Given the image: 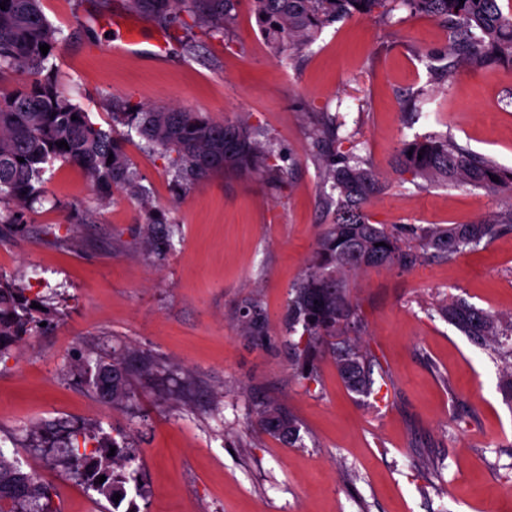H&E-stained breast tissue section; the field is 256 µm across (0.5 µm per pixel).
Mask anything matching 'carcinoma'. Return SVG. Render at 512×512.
Returning <instances> with one entry per match:
<instances>
[{"label": "carcinoma", "mask_w": 512, "mask_h": 512, "mask_svg": "<svg viewBox=\"0 0 512 512\" xmlns=\"http://www.w3.org/2000/svg\"><path fill=\"white\" fill-rule=\"evenodd\" d=\"M0 81L20 72L32 80L8 92L0 91V224H20L24 212L44 197L43 175L56 160L79 167L93 184L99 204L105 206L122 193L140 199L145 192L140 176L123 148L118 127L126 137L140 138L148 153L167 158L175 181L181 185L209 179L217 172L259 174L277 186L287 170L278 164L282 150L267 131L244 119L215 121L201 112L182 107H149L128 101L111 104V123L105 129L61 87L53 62L58 43L55 29L41 0H0ZM243 0H128L132 11L160 27L178 23L187 32L195 27L221 38L229 34ZM266 38L277 49L300 52L323 29L341 19L376 14L382 18L404 9L411 16H427L448 25V46L425 56L430 74L446 76L459 67L512 63V12L501 0H248ZM50 49L42 54L39 46ZM313 146L326 152L323 183L327 207L334 208V222L316 245L315 261L292 288L288 305V332L302 327L304 348L294 345L297 363L308 371L317 344L336 338V369L354 392H374L376 357L362 348L358 332L360 310L350 297L347 275L371 267L411 269L429 256L448 261L512 230V170L480 157L455 142L437 136L404 140L396 151L395 170L409 175L407 182L421 187L447 182L481 187L489 192H509V203L491 220L427 228L387 227L376 224L367 212L370 199L382 190L380 176L362 166L352 151L337 148L340 139L329 125L317 121L308 131ZM67 142L69 149L58 147ZM23 161H18V158ZM498 177L494 182L491 177ZM143 244L162 252L171 246L174 225L155 209L143 216ZM41 310L32 307L24 289L0 279V357L22 342L40 323ZM444 318L476 345L498 356L502 363L499 388L512 397V346L504 331L512 321L503 320L462 300L441 307ZM248 336H265L260 302L250 298L238 309ZM79 375L96 392L121 401L128 397L124 363L84 359L76 364ZM112 373V388L100 379ZM255 423L263 431L290 445L299 440L297 420L278 404L268 401L255 410ZM115 454H110V448ZM135 456L118 448L103 431L93 435L71 431L58 463L70 475L112 502L125 500L126 485L140 487ZM105 476L104 483L99 477ZM0 512H56L52 490L34 471L9 459L0 448Z\"/></svg>", "instance_id": "cac0c4a2"}]
</instances>
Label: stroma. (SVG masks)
Here are the masks:
<instances>
[{
	"instance_id": "stroma-1",
	"label": "stroma",
	"mask_w": 512,
	"mask_h": 512,
	"mask_svg": "<svg viewBox=\"0 0 512 512\" xmlns=\"http://www.w3.org/2000/svg\"><path fill=\"white\" fill-rule=\"evenodd\" d=\"M61 40L54 62L75 102L107 124L110 98L180 106L217 121L243 118L278 142L289 175L277 188L224 173L177 184L166 161L125 145L147 189L99 206L91 182L58 162L45 199L0 233V278L50 308L46 326L0 358V448L52 488L56 512H109V503L29 444L37 424L125 434L143 478L140 512H512V400L501 363L448 323L443 300L512 314V232L451 261L350 277L361 345L386 377L370 395L350 391L328 346L312 376L286 333L290 290L332 220L323 165L307 129L336 120L343 150L379 173L368 205L385 224H468L500 208L468 185L416 188L391 166L401 141L446 136L512 170V64L433 78L423 56L448 44L438 20L394 14L325 28L292 61L268 45L248 6L228 37L164 31L167 55L148 43L110 48L108 21L155 23L126 0H42ZM177 225L163 254L144 248L143 203ZM94 216L76 224L74 211ZM264 310L265 340L243 334L242 300ZM120 359L130 399H102L76 373L78 357ZM274 401L300 424L291 447L258 429L254 408ZM430 459L431 469L412 468Z\"/></svg>"
}]
</instances>
